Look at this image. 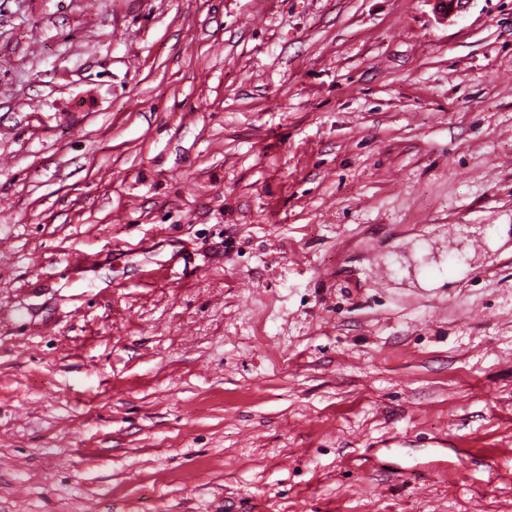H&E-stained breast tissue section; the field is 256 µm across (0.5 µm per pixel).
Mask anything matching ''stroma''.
I'll return each instance as SVG.
<instances>
[{
	"mask_svg": "<svg viewBox=\"0 0 512 512\" xmlns=\"http://www.w3.org/2000/svg\"><path fill=\"white\" fill-rule=\"evenodd\" d=\"M0 512H512V0H0Z\"/></svg>",
	"mask_w": 512,
	"mask_h": 512,
	"instance_id": "obj_1",
	"label": "stroma"
}]
</instances>
